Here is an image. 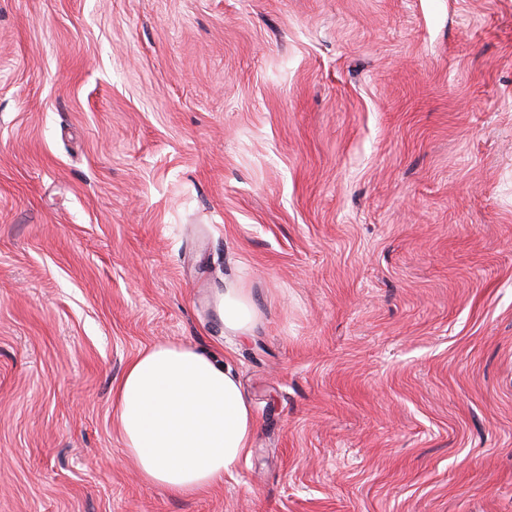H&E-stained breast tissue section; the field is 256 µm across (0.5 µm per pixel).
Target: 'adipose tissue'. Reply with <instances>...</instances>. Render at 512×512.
<instances>
[{
  "label": "adipose tissue",
  "mask_w": 512,
  "mask_h": 512,
  "mask_svg": "<svg viewBox=\"0 0 512 512\" xmlns=\"http://www.w3.org/2000/svg\"><path fill=\"white\" fill-rule=\"evenodd\" d=\"M227 335L248 336L258 321L243 279L217 293ZM123 451L141 479L175 496L222 483L252 445L256 418L235 375L213 353L157 344L126 365L112 393Z\"/></svg>",
  "instance_id": "adipose-tissue-1"
}]
</instances>
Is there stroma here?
I'll use <instances>...</instances> for the list:
<instances>
[{
	"mask_svg": "<svg viewBox=\"0 0 512 512\" xmlns=\"http://www.w3.org/2000/svg\"><path fill=\"white\" fill-rule=\"evenodd\" d=\"M158 343L256 416L191 497ZM0 512H512V0H0ZM215 307L228 336H249L258 321L250 288L245 287L241 277L228 282L224 285V292L217 293ZM123 451L141 479L174 496L223 483L251 448L256 418L235 375L213 353L152 345L112 392Z\"/></svg>",
	"mask_w": 512,
	"mask_h": 512,
	"instance_id": "obj_1",
	"label": "stroma"
}]
</instances>
